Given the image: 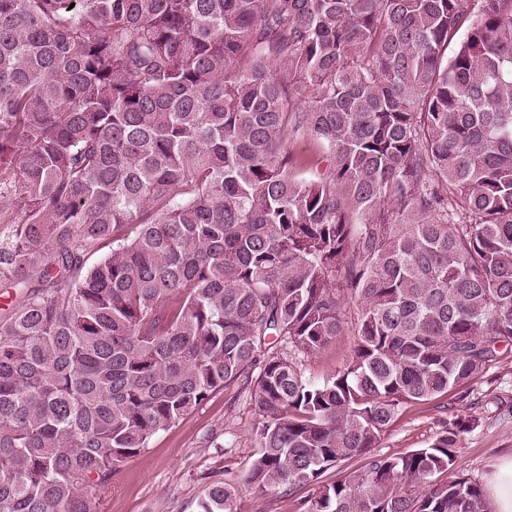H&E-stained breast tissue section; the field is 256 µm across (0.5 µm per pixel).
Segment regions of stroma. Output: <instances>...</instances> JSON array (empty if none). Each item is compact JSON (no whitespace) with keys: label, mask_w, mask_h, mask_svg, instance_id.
Listing matches in <instances>:
<instances>
[{"label":"stroma","mask_w":512,"mask_h":512,"mask_svg":"<svg viewBox=\"0 0 512 512\" xmlns=\"http://www.w3.org/2000/svg\"><path fill=\"white\" fill-rule=\"evenodd\" d=\"M355 344L350 326L318 353L302 360L308 377L323 379L341 367ZM470 400L447 405L437 399L408 403L382 435L377 454L394 456L427 447L457 416L477 417L479 425L461 434L458 468L483 481L499 456L512 452V417L501 405L512 404V353L493 363L469 384ZM257 410L232 383L178 423L153 436L145 450L113 476L101 512H195L210 479L236 484L233 512H302L306 488L261 495L245 483L258 450L252 427Z\"/></svg>","instance_id":"obj_1"}]
</instances>
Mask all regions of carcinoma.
<instances>
[{
	"label": "carcinoma",
	"instance_id": "cac0c4a2",
	"mask_svg": "<svg viewBox=\"0 0 512 512\" xmlns=\"http://www.w3.org/2000/svg\"><path fill=\"white\" fill-rule=\"evenodd\" d=\"M1 284L0 512H101L239 380L255 491L484 512L456 473L477 419L372 449L512 349V0H0ZM348 301L352 353L310 383Z\"/></svg>",
	"mask_w": 512,
	"mask_h": 512
}]
</instances>
